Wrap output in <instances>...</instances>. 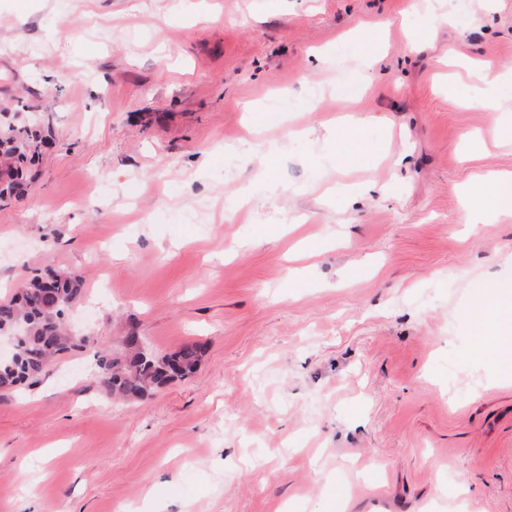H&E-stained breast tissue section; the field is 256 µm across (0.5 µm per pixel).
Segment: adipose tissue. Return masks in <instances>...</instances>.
I'll return each instance as SVG.
<instances>
[{
    "label": "adipose tissue",
    "instance_id": "obj_1",
    "mask_svg": "<svg viewBox=\"0 0 512 512\" xmlns=\"http://www.w3.org/2000/svg\"><path fill=\"white\" fill-rule=\"evenodd\" d=\"M475 212L512 216V172L481 177L472 188ZM477 345L497 371L512 361V287L502 285L472 302Z\"/></svg>",
    "mask_w": 512,
    "mask_h": 512
}]
</instances>
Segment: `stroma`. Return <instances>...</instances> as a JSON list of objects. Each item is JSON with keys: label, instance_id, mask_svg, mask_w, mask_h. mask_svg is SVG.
Masks as SVG:
<instances>
[{"label": "stroma", "instance_id": "stroma-1", "mask_svg": "<svg viewBox=\"0 0 512 512\" xmlns=\"http://www.w3.org/2000/svg\"><path fill=\"white\" fill-rule=\"evenodd\" d=\"M469 60L512 79V0H0V113L51 130L0 298L75 270L89 339L0 392V512H512V377L468 320L512 217L467 221L512 144ZM132 329L197 372L112 399ZM349 122L351 123L348 130L352 134V137L356 140L357 146L354 151L346 156V159H350L354 162H361L368 158L372 151L373 146L369 145L365 141V131H364V120H353L349 118Z\"/></svg>", "mask_w": 512, "mask_h": 512}]
</instances>
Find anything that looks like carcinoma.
Here are the masks:
<instances>
[{
    "mask_svg": "<svg viewBox=\"0 0 512 512\" xmlns=\"http://www.w3.org/2000/svg\"><path fill=\"white\" fill-rule=\"evenodd\" d=\"M44 138L37 120L21 131L13 126L0 130V162L9 170V180L0 186V198L22 192L26 180L25 163H34L39 154H30L34 142ZM38 277L27 280L22 290L0 300V337H8L19 324L26 326L16 337L15 358L0 362V391H10L37 378L55 356L81 349L86 339L72 336L63 323V308L78 301L83 293L81 275L62 271L52 285L53 299L41 294ZM199 362V346L186 344L172 354L151 350L123 349L106 352L97 360L98 377L106 392L127 399H141L175 378L193 374Z\"/></svg>",
    "mask_w": 512,
    "mask_h": 512,
    "instance_id": "cac0c4a2",
    "label": "carcinoma"
}]
</instances>
